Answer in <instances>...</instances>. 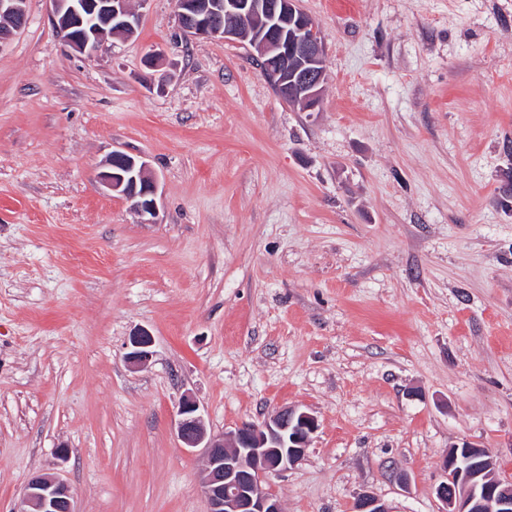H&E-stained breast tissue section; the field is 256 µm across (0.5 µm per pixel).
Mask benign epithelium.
<instances>
[{"instance_id": "benign-epithelium-1", "label": "benign epithelium", "mask_w": 512, "mask_h": 512, "mask_svg": "<svg viewBox=\"0 0 512 512\" xmlns=\"http://www.w3.org/2000/svg\"><path fill=\"white\" fill-rule=\"evenodd\" d=\"M26 0H0V45L11 39L25 20ZM49 19L64 46L86 53L95 50L106 35L124 37L134 32L139 16L128 0H47ZM179 26L190 37H218L248 42L263 59V74L282 97L299 100L307 109L322 100L324 70L316 68L324 47L313 20L299 10L296 0H224V7L208 0H178ZM271 25L264 38L249 39L260 17ZM294 27V36L281 33L279 24ZM301 55L309 68L288 74L291 57ZM100 183L131 202L141 216H156L158 185L143 160L114 151L98 175ZM127 359L139 366L152 356L150 334L131 336ZM318 420L310 412L288 406L259 422H245L230 433L233 444L224 446V435L206 432L199 405L190 396L178 408L176 432L185 447L201 448L206 457L202 482L208 512H283L277 494L267 488L273 476H282L307 454ZM489 450L471 442L452 448L443 456L444 480L435 494L441 512H512V481L483 476L480 466ZM14 512H75L66 482L37 474L24 487ZM355 512H392L381 499L365 493Z\"/></svg>"}]
</instances>
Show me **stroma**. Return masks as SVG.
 Segmentation results:
<instances>
[{"mask_svg": "<svg viewBox=\"0 0 512 512\" xmlns=\"http://www.w3.org/2000/svg\"><path fill=\"white\" fill-rule=\"evenodd\" d=\"M297 5L312 111L247 43L184 38L176 0L90 54L27 0L0 47V512L45 472L76 512H206L187 394L214 434L317 417L284 512H440L465 441L512 479V0ZM115 150L157 176L152 220L100 184ZM130 351L127 354V359L130 364L139 366L145 364L152 356L150 347L152 346V338L150 334L141 330L131 336Z\"/></svg>", "mask_w": 512, "mask_h": 512, "instance_id": "stroma-1", "label": "stroma"}]
</instances>
